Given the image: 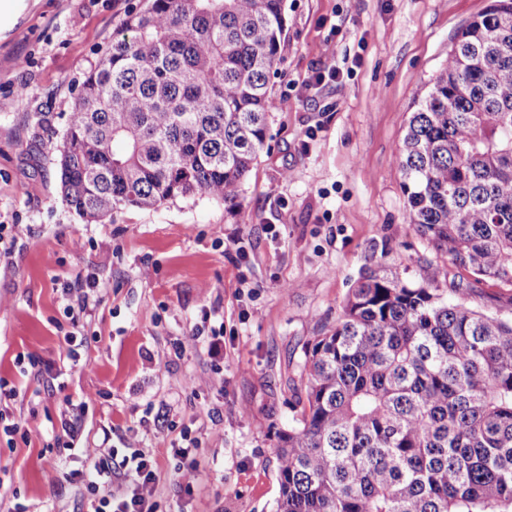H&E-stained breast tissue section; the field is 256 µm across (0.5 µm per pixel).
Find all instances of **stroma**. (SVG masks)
Wrapping results in <instances>:
<instances>
[{
  "mask_svg": "<svg viewBox=\"0 0 512 512\" xmlns=\"http://www.w3.org/2000/svg\"><path fill=\"white\" fill-rule=\"evenodd\" d=\"M143 5L0 0V224L25 229L0 264V378L34 395L30 441L0 438V512H72L64 474L107 429L154 460L157 512H274L304 348L366 269L422 284L446 266L444 290L512 318L511 287L475 281L410 224L396 161L415 102L487 0H285L275 106L239 206L198 195L87 224L62 199L52 147L85 73ZM327 56L340 76L315 84ZM79 273L111 288L84 324L83 367L48 396L15 357L57 361L71 329L57 289ZM69 400L89 404L83 445L57 448ZM186 430L200 440L188 492L174 455Z\"/></svg>",
  "mask_w": 512,
  "mask_h": 512,
  "instance_id": "35a3bbf8",
  "label": "stroma"
}]
</instances>
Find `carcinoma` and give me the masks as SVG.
Instances as JSON below:
<instances>
[{
    "label": "carcinoma",
    "instance_id": "1",
    "mask_svg": "<svg viewBox=\"0 0 512 512\" xmlns=\"http://www.w3.org/2000/svg\"><path fill=\"white\" fill-rule=\"evenodd\" d=\"M283 0H146L91 69L55 145L87 223L204 195L239 204L266 145ZM409 221L512 287V0L454 36L398 149ZM377 269L304 349L278 435L276 512H512V320Z\"/></svg>",
    "mask_w": 512,
    "mask_h": 512
}]
</instances>
